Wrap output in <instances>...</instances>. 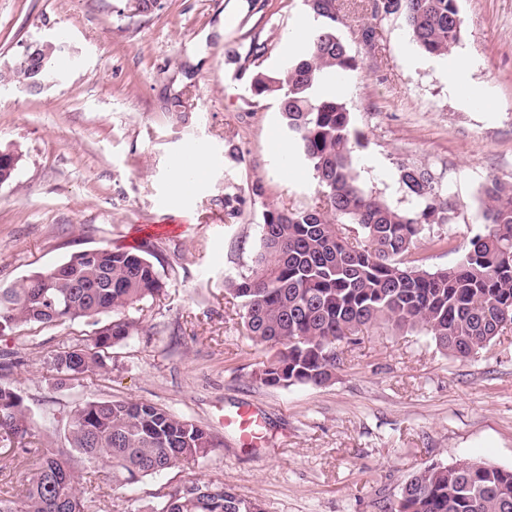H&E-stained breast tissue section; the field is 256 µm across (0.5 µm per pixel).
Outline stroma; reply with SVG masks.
Returning <instances> with one entry per match:
<instances>
[{
  "mask_svg": "<svg viewBox=\"0 0 512 512\" xmlns=\"http://www.w3.org/2000/svg\"><path fill=\"white\" fill-rule=\"evenodd\" d=\"M146 17L121 14V0H0V71L26 42L64 38L68 68L40 93L0 92V150L19 154L0 184V288L64 262L73 252L145 246L166 284L145 308L143 329L113 347L107 370L74 385L51 378L55 350L87 338L83 322L16 326L0 333V383L17 388L42 447L61 448L62 418L88 399L129 398L167 407L223 439L193 466L116 490L108 471L76 468L103 487L109 512H137L162 489L194 479L259 499L266 512H383L402 485L432 464L472 459L512 468V330L475 360L441 353L416 332L372 328L344 351L333 383L276 388L253 378L265 356L240 324L224 279L249 271L268 207L313 203L317 185L291 144L275 100L253 101L239 66L251 34L267 40L262 69L288 64L283 46L302 0H161ZM341 29L360 67L343 96L364 135L359 178L405 205L397 165L432 171L458 203L413 259L452 266L480 233V190L512 182V0H458L460 49L480 61L469 84L485 93L463 106L448 91L441 58L408 64L403 19L344 0ZM375 31L365 46L362 27ZM181 97L182 111L167 101ZM194 147L207 164L177 188L176 161ZM262 195H253L255 185ZM245 198L227 219L224 196ZM448 245L437 244V237ZM260 409L267 437L242 445L221 419Z\"/></svg>",
  "mask_w": 512,
  "mask_h": 512,
  "instance_id": "1",
  "label": "stroma"
}]
</instances>
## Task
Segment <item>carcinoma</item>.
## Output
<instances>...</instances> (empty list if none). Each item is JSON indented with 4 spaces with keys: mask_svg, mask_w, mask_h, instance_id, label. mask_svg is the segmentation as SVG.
Here are the masks:
<instances>
[{
    "mask_svg": "<svg viewBox=\"0 0 512 512\" xmlns=\"http://www.w3.org/2000/svg\"><path fill=\"white\" fill-rule=\"evenodd\" d=\"M158 0H125L132 15L156 10ZM322 25L278 72L255 70L252 97L273 98L288 137L307 159L318 190L314 204L271 207L258 225V248L246 274L227 277L226 292L240 302L250 339L268 349L255 381L272 387L326 386L342 362L339 350L355 345L372 327L417 331L445 353L471 360L512 321V183L492 177L482 185L484 231L464 247L458 262L430 271L408 256L436 224L458 210L431 172L398 164L409 205H392L363 187L356 169L362 134L348 103L319 85L355 71L359 62L340 34L346 14L340 0H304ZM373 12L404 19L426 55L456 47L464 21L457 0H373ZM62 50L42 45L39 63L22 61L0 84L32 91L53 75ZM52 269L0 288V332L16 325L84 321L95 326L81 344L49 356L56 384L80 381L105 369L112 347L140 330L136 313L159 299L165 283L140 250L101 245L73 253ZM3 469L25 486L0 489V512H103L85 496L75 457L112 471L116 486L197 464L224 447L209 429L155 404L132 399H89L66 415L68 447L35 446V427L17 389L0 385ZM141 512H264L256 498L230 487L189 481L158 494ZM386 512H512V469L468 459L431 465L411 476Z\"/></svg>",
    "mask_w": 512,
    "mask_h": 512,
    "instance_id": "cac0c4a2",
    "label": "carcinoma"
}]
</instances>
